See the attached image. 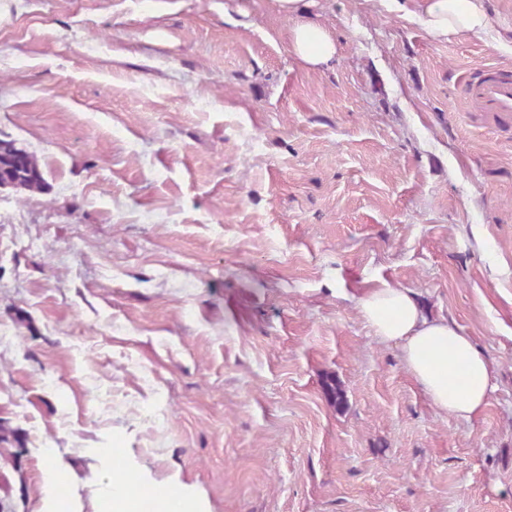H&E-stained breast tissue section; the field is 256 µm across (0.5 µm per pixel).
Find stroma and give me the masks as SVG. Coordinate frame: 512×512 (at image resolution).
<instances>
[{"label": "stroma", "instance_id": "35a3bbf8", "mask_svg": "<svg viewBox=\"0 0 512 512\" xmlns=\"http://www.w3.org/2000/svg\"><path fill=\"white\" fill-rule=\"evenodd\" d=\"M0 0V512H40L42 450L96 512L131 478L200 512H512V124L466 84L495 32L432 39L381 0ZM453 320L495 372L439 412L355 294ZM336 381L342 402L329 394ZM308 0H276L281 12L295 21L291 29L292 49L297 58L311 66H329L336 60V44L306 11ZM21 149L13 140H0V185L19 186L29 191L41 190L44 177L38 161L27 151L24 160H20L18 154Z\"/></svg>", "mask_w": 512, "mask_h": 512}]
</instances>
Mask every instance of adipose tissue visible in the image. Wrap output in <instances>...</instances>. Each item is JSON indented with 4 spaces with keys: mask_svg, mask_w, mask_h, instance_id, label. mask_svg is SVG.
Instances as JSON below:
<instances>
[{
    "mask_svg": "<svg viewBox=\"0 0 512 512\" xmlns=\"http://www.w3.org/2000/svg\"><path fill=\"white\" fill-rule=\"evenodd\" d=\"M276 2L295 22V56L312 66H329L336 58V44L309 16L306 0ZM417 8L418 19L437 40L459 32L479 37L494 26L485 0H417ZM356 306L379 341L399 347L405 367L439 411L468 420L487 406L494 390L493 369L457 325L427 316L412 291L388 285L369 289Z\"/></svg>",
    "mask_w": 512,
    "mask_h": 512,
    "instance_id": "obj_1",
    "label": "adipose tissue"
}]
</instances>
